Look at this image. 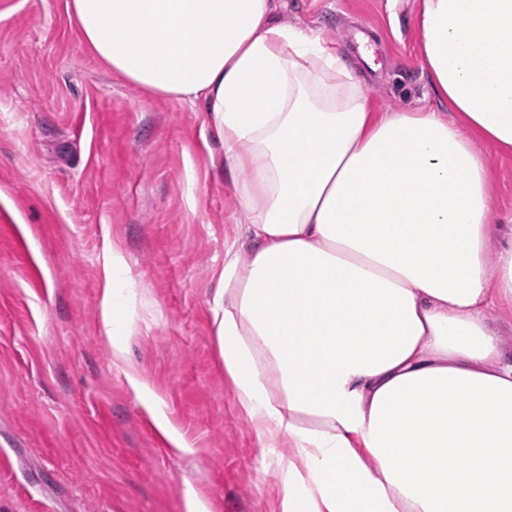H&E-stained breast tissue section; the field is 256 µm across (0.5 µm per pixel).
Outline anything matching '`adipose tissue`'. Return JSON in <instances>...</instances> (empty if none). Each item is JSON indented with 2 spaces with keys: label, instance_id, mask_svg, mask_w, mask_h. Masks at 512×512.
<instances>
[{
  "label": "adipose tissue",
  "instance_id": "ef3b65f1",
  "mask_svg": "<svg viewBox=\"0 0 512 512\" xmlns=\"http://www.w3.org/2000/svg\"><path fill=\"white\" fill-rule=\"evenodd\" d=\"M84 46L141 91L201 103L237 195L224 371L281 512H512V239L490 166L512 152V0H421L448 112H377L270 0H67Z\"/></svg>",
  "mask_w": 512,
  "mask_h": 512
}]
</instances>
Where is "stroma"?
<instances>
[{
	"mask_svg": "<svg viewBox=\"0 0 512 512\" xmlns=\"http://www.w3.org/2000/svg\"><path fill=\"white\" fill-rule=\"evenodd\" d=\"M419 5L273 0V18L334 46L381 111L437 110ZM481 149L503 224L512 153ZM220 152L199 106L86 50L67 0H0V512H187L189 488L207 512H279L289 450L261 456L219 351L241 232Z\"/></svg>",
	"mask_w": 512,
	"mask_h": 512,
	"instance_id": "35a3bbf8",
	"label": "stroma"
}]
</instances>
